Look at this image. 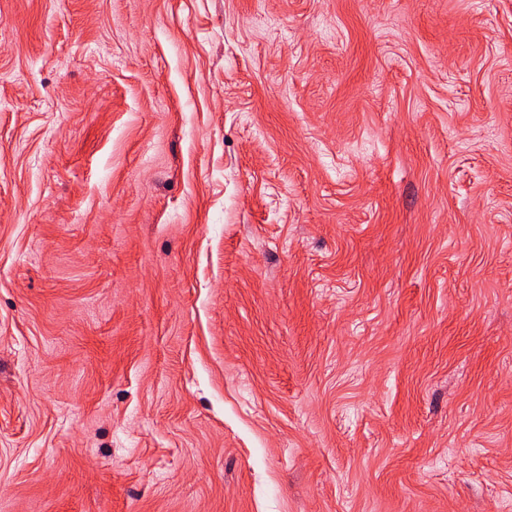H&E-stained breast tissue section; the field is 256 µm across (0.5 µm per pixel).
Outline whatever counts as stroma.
Instances as JSON below:
<instances>
[{
    "label": "stroma",
    "mask_w": 512,
    "mask_h": 512,
    "mask_svg": "<svg viewBox=\"0 0 512 512\" xmlns=\"http://www.w3.org/2000/svg\"><path fill=\"white\" fill-rule=\"evenodd\" d=\"M0 512H512V0H0Z\"/></svg>",
    "instance_id": "obj_1"
}]
</instances>
